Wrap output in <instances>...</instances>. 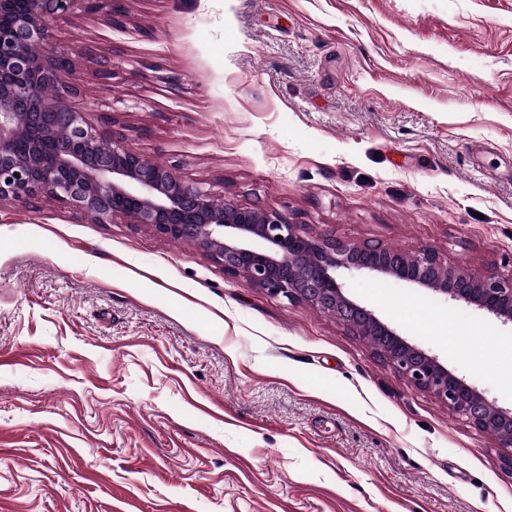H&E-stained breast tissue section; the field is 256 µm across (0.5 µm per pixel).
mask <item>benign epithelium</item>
Listing matches in <instances>:
<instances>
[{
    "mask_svg": "<svg viewBox=\"0 0 512 512\" xmlns=\"http://www.w3.org/2000/svg\"><path fill=\"white\" fill-rule=\"evenodd\" d=\"M76 0H0V202L66 204L95 224L123 216L174 240H189L220 265L272 297L305 302L359 336H377L380 357L415 389L491 434L512 468V411L504 410L411 343L373 309L349 298L336 271L376 273L512 325V272L482 275L423 250L353 245L312 235L275 208L240 207L146 161L82 113L59 103L72 87L71 63L52 46L51 22Z\"/></svg>",
    "mask_w": 512,
    "mask_h": 512,
    "instance_id": "benign-epithelium-1",
    "label": "benign epithelium"
}]
</instances>
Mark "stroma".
Instances as JSON below:
<instances>
[{
  "label": "stroma",
  "instance_id": "stroma-1",
  "mask_svg": "<svg viewBox=\"0 0 512 512\" xmlns=\"http://www.w3.org/2000/svg\"><path fill=\"white\" fill-rule=\"evenodd\" d=\"M112 3L51 24L93 127L312 233L512 269V0ZM341 280L512 409V327ZM0 512H512V468L336 318L148 226L5 201Z\"/></svg>",
  "mask_w": 512,
  "mask_h": 512
}]
</instances>
